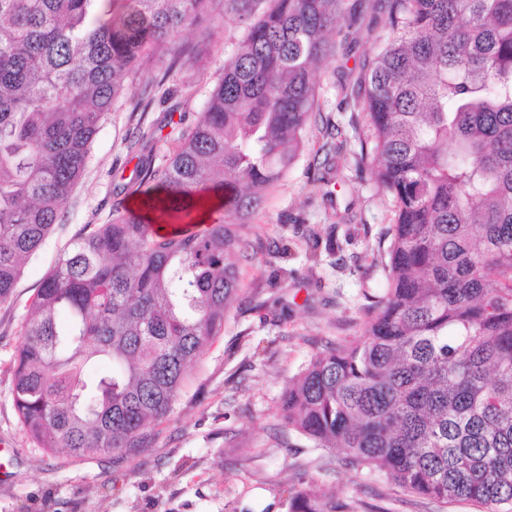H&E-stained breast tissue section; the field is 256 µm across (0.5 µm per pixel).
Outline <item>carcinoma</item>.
Here are the masks:
<instances>
[{
    "label": "carcinoma",
    "mask_w": 512,
    "mask_h": 512,
    "mask_svg": "<svg viewBox=\"0 0 512 512\" xmlns=\"http://www.w3.org/2000/svg\"><path fill=\"white\" fill-rule=\"evenodd\" d=\"M228 2L244 36L165 166L141 144L160 235L115 208L43 280L14 355L37 447L86 459L143 447L224 329L260 192L301 151L312 72L348 0H0V301L44 243L124 82ZM391 35L353 84L362 162L395 201L387 288L358 339L316 353L280 405L319 448L434 503L512 512V0H381ZM322 149L339 151L323 123ZM111 371L89 379L100 360ZM291 512H337L309 482Z\"/></svg>",
    "instance_id": "cac0c4a2"
}]
</instances>
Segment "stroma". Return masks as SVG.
I'll use <instances>...</instances> for the list:
<instances>
[{
	"label": "stroma",
	"mask_w": 512,
	"mask_h": 512,
	"mask_svg": "<svg viewBox=\"0 0 512 512\" xmlns=\"http://www.w3.org/2000/svg\"><path fill=\"white\" fill-rule=\"evenodd\" d=\"M390 30L383 10L364 0L358 21L342 17L333 48L314 70L318 105L348 147L334 155L335 183L318 187L320 124L286 176L264 192L237 257L238 296L224 331L191 369L171 413L155 422L145 448L79 460L66 449L37 448L13 403V358L32 300L59 252L88 224L130 208L140 151L152 141L164 165L177 121L193 123L243 37L234 13L185 31L174 51L157 55L127 81L91 147L87 167L44 246L25 263L10 299L0 302V512H290V496L315 478L336 503L358 499L359 512H476L467 502L440 506L367 475L341 448L323 449L289 429L280 398L311 356L360 335L375 296L394 219L392 197L354 155L359 108L341 82L354 80ZM170 93L136 108L145 85Z\"/></svg>",
	"instance_id": "stroma-1"
}]
</instances>
